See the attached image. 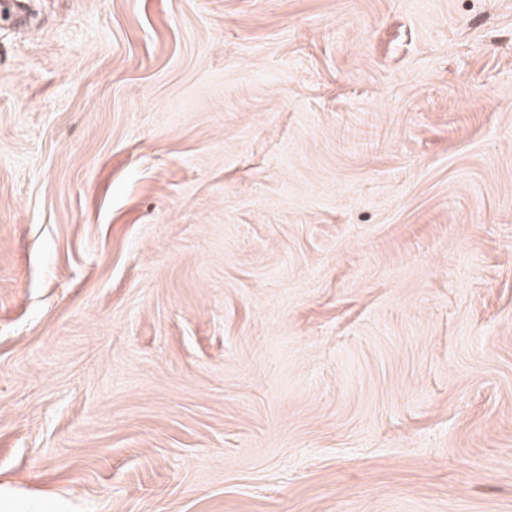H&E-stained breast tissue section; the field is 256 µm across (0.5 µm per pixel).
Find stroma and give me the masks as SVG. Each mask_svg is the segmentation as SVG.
Here are the masks:
<instances>
[{"instance_id": "obj_1", "label": "stroma", "mask_w": 512, "mask_h": 512, "mask_svg": "<svg viewBox=\"0 0 512 512\" xmlns=\"http://www.w3.org/2000/svg\"><path fill=\"white\" fill-rule=\"evenodd\" d=\"M0 512H512V0L0 17Z\"/></svg>"}]
</instances>
